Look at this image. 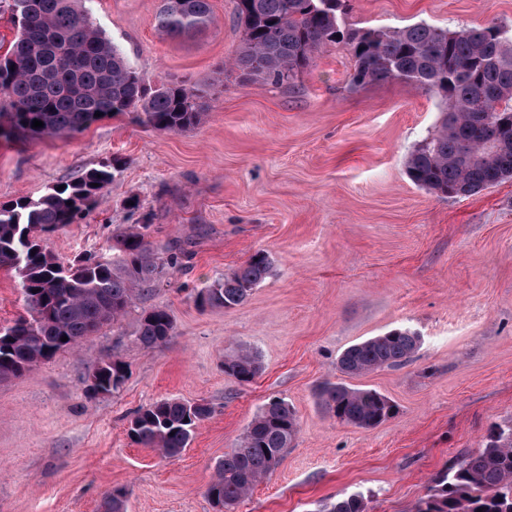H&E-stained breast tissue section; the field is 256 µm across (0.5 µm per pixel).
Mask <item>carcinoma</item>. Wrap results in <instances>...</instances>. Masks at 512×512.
<instances>
[{
  "label": "carcinoma",
  "mask_w": 512,
  "mask_h": 512,
  "mask_svg": "<svg viewBox=\"0 0 512 512\" xmlns=\"http://www.w3.org/2000/svg\"><path fill=\"white\" fill-rule=\"evenodd\" d=\"M79 2L6 0L18 34L0 55V139L80 133L99 121L97 111L128 114L160 133L197 127L211 88L173 81L147 84ZM349 9V0H235L242 42L233 67L246 81L289 87L323 46L343 44L353 59L351 87L398 79L445 102L434 133L406 160L416 186L459 197L512 177V31L495 21L453 31L426 22L393 30L353 28L345 22ZM213 21L211 0H164L156 26L175 38ZM35 119L43 127H32ZM120 169L121 159L114 157L62 190L54 186L36 199L0 203V268L17 273L27 308V316L0 329L1 380L21 377L57 353L79 348L123 316L184 255L159 256L148 240L147 224L115 228L110 261L89 255L65 263L44 249L43 235L90 212ZM270 271L269 257L256 252L198 292L196 303L231 309ZM173 332L168 310L153 308L141 313L136 340L150 349ZM419 343L409 331L394 329L348 347L336 367L350 377L398 367ZM260 372L259 355L247 347L224 357V373L242 384ZM90 377L98 393L109 395L124 384L126 367L119 361L98 363ZM317 398L336 419L365 429L396 412L376 390L330 380L318 387ZM211 414L205 402L161 399L134 414L129 436L173 457L188 447L198 424ZM296 435L294 410L280 398L270 399L237 446L216 464L206 489L211 505L233 512L280 466ZM102 512H127L126 492L107 494ZM315 512H366V502L361 494L325 499ZM416 512H512V425L493 426L482 448L443 471Z\"/></svg>",
  "instance_id": "obj_1"
}]
</instances>
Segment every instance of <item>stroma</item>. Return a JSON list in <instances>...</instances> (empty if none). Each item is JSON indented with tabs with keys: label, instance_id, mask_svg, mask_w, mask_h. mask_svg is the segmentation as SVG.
<instances>
[{
	"label": "stroma",
	"instance_id": "35a3bbf8",
	"mask_svg": "<svg viewBox=\"0 0 512 512\" xmlns=\"http://www.w3.org/2000/svg\"><path fill=\"white\" fill-rule=\"evenodd\" d=\"M211 4L214 23L180 39L155 26L163 0L89 8L147 83L205 86L242 40L234 0ZM491 20L511 27L512 0H351L348 14L353 26L389 29ZM352 66L345 46L328 45L292 87L229 74L182 133L119 115L73 137L0 140V202L124 162L84 219L45 236L58 259L111 258L113 229L130 224L148 225L160 255L188 251L79 350L0 381V512H99L116 488L128 512H213L216 463L272 397L294 408L298 433L235 512H313L354 493L367 512H415L438 473L481 448L491 425L512 423V178L455 198L413 184L406 158L444 103L400 80L349 89ZM259 250L272 271L244 303L196 305L200 288ZM153 307L175 330L145 349L134 331ZM400 327L421 338L410 361L343 378L347 347ZM240 344L262 362L245 385L224 372ZM110 360L125 363L124 385L88 397L90 365ZM326 380L377 390L398 412L370 429L341 422L316 401ZM164 398L213 410L174 457L127 433L137 409Z\"/></svg>",
	"mask_w": 512,
	"mask_h": 512
}]
</instances>
